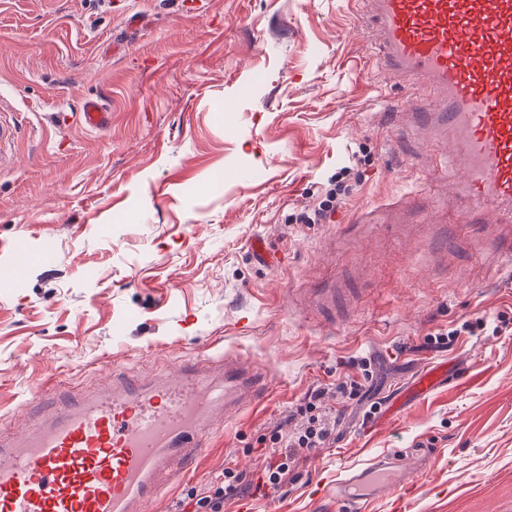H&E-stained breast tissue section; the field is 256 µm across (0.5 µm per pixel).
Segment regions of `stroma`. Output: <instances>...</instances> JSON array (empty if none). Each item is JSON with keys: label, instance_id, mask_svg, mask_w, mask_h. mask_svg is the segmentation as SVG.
Returning <instances> with one entry per match:
<instances>
[{"label": "stroma", "instance_id": "stroma-1", "mask_svg": "<svg viewBox=\"0 0 512 512\" xmlns=\"http://www.w3.org/2000/svg\"><path fill=\"white\" fill-rule=\"evenodd\" d=\"M354 0H0V433L113 378L229 353L259 372L184 466L173 498L246 473L224 512H313L343 470L426 448L406 512H512V266L487 228L435 207L441 150L399 129L406 95L373 67ZM112 123L86 130L85 99ZM347 193L307 223L332 177ZM264 240L266 259L252 254ZM56 260H39L44 244ZM449 347L431 344L463 322ZM371 363L360 376L355 361ZM455 380L373 409L427 367ZM336 431L296 448L294 481L259 484L272 434L292 435L316 389Z\"/></svg>", "mask_w": 512, "mask_h": 512}]
</instances>
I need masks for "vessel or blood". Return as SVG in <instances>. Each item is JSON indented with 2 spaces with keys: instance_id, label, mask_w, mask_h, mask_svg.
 <instances>
[{
  "instance_id": "vessel-or-blood-1",
  "label": "vessel or blood",
  "mask_w": 512,
  "mask_h": 512,
  "mask_svg": "<svg viewBox=\"0 0 512 512\" xmlns=\"http://www.w3.org/2000/svg\"><path fill=\"white\" fill-rule=\"evenodd\" d=\"M358 28L378 69L427 85L420 124L448 134V165L465 175V224L495 212L512 224V0H357ZM111 119L88 99L92 129ZM426 370L404 395L446 380ZM257 376L232 357H191L177 379L128 376L102 395L66 398L31 430L0 437V512H146L178 465L207 448L215 418L257 397ZM416 450H395L337 480L332 512H365L386 489L404 487Z\"/></svg>"
}]
</instances>
